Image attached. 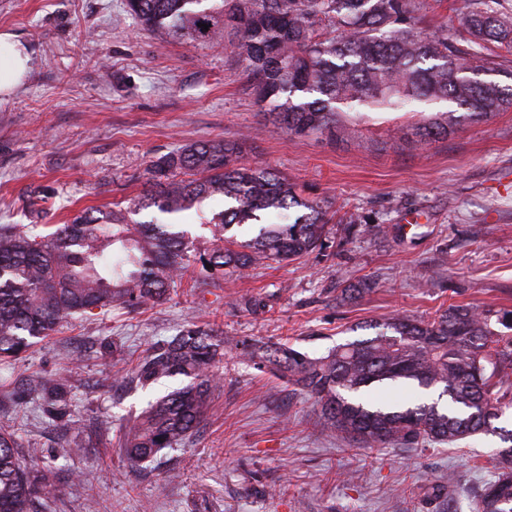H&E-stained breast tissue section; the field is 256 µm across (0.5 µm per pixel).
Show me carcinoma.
Instances as JSON below:
<instances>
[{
    "label": "carcinoma",
    "mask_w": 512,
    "mask_h": 512,
    "mask_svg": "<svg viewBox=\"0 0 512 512\" xmlns=\"http://www.w3.org/2000/svg\"><path fill=\"white\" fill-rule=\"evenodd\" d=\"M142 29L165 40L228 39L256 103L289 135L341 138L362 112H398L422 102L448 110L425 118L415 136L430 141L466 121L512 109V17L502 0H466L465 35L450 42L416 25L430 0H127ZM207 28H202V25ZM511 80L506 83L501 75ZM245 138L187 145L147 163L143 191L123 209L84 210L46 234L33 224L0 225V360L21 357L65 319L104 315L168 299L190 258L187 232L174 220L204 201L228 207L209 220L221 245L201 255L206 272L242 275L263 261L292 262L324 246L327 207L295 184L243 161ZM156 208L170 223H131ZM233 224L260 225L256 237L224 236ZM492 311L451 304L427 319L396 316L370 324L375 335L338 344L320 357L261 341L243 345L259 367L313 399L323 427L359 447L455 445L491 433L500 446L495 476L478 512H512V428L498 425L512 402L502 379L512 370V336L492 329ZM224 339L195 323L150 348L130 380L148 386L183 376L188 383L157 399L129 425L122 444L133 466L183 444L205 420L219 388L213 367ZM69 378L29 379L49 413L67 416ZM415 391L407 402L369 404L364 392ZM15 430L0 425V512H39L56 491L54 474L27 467Z\"/></svg>",
    "instance_id": "1"
}]
</instances>
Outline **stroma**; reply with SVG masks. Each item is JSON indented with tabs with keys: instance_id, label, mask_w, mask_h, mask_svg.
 Returning <instances> with one entry per match:
<instances>
[{
	"instance_id": "35a3bbf8",
	"label": "stroma",
	"mask_w": 512,
	"mask_h": 512,
	"mask_svg": "<svg viewBox=\"0 0 512 512\" xmlns=\"http://www.w3.org/2000/svg\"><path fill=\"white\" fill-rule=\"evenodd\" d=\"M0 31L37 59L0 94V224L46 234L78 211L127 206L152 157L247 132V163L338 211L324 250L240 278L195 270L164 303L67 320L0 362L1 377L52 381L69 356L82 360L64 420L0 389V424L19 434L22 460L56 473L41 512H477L497 437L366 451L324 433L312 400L237 343L319 356L369 337L368 322L451 304L492 310L493 329L512 335V110L431 141L411 128L446 104L363 113L336 141L292 137L268 121L223 43L162 40L126 0H0ZM362 280L369 293L339 300ZM191 322L224 333L223 387L196 434L132 469L121 451L127 422L185 379L143 388L112 376ZM76 443L81 454L67 455Z\"/></svg>"
}]
</instances>
